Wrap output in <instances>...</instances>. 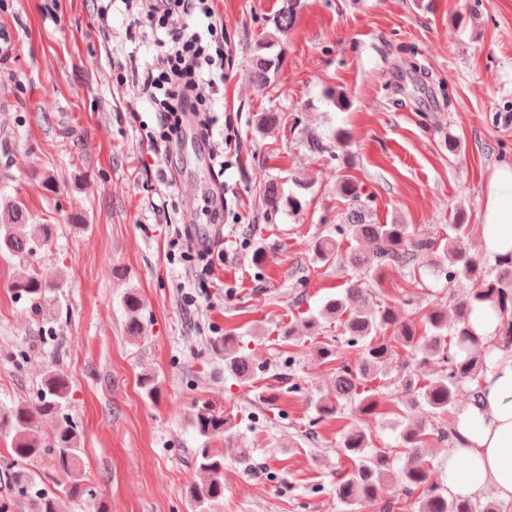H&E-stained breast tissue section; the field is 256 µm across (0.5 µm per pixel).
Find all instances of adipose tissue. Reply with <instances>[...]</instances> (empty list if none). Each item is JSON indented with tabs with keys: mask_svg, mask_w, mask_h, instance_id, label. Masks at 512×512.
Here are the masks:
<instances>
[{
	"mask_svg": "<svg viewBox=\"0 0 512 512\" xmlns=\"http://www.w3.org/2000/svg\"><path fill=\"white\" fill-rule=\"evenodd\" d=\"M480 248L489 258L512 255V164L496 166L484 191ZM472 326L489 348L480 406H461L454 427L458 440L448 450L449 495L473 500L494 493L512 501V347L499 345V313L475 309Z\"/></svg>",
	"mask_w": 512,
	"mask_h": 512,
	"instance_id": "adipose-tissue-1",
	"label": "adipose tissue"
}]
</instances>
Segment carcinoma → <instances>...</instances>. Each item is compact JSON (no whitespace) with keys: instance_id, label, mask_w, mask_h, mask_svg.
<instances>
[{"instance_id":"cac0c4a2","label":"carcinoma","mask_w":512,"mask_h":512,"mask_svg":"<svg viewBox=\"0 0 512 512\" xmlns=\"http://www.w3.org/2000/svg\"><path fill=\"white\" fill-rule=\"evenodd\" d=\"M302 8V0H282L278 12L270 22L272 30L255 45L248 59L256 86L268 89L274 83L280 54L273 50L288 36ZM281 113L270 110L261 114L260 132L271 133L281 124ZM336 191L349 202L348 227L336 225V234L317 238L313 251L317 261L336 263L350 271L346 287L322 306L320 316L343 319L344 343L335 348H318L322 358L339 355L341 347L353 348L358 353L355 364H341L336 368L326 393L315 403L319 418L333 417L344 405H351L359 415H372L378 406L381 389L369 388L367 383L387 377L386 365L403 353L418 363L436 361L445 369L433 380L420 382L415 370H408L399 380L402 388L413 394V408L419 416L404 424L400 433L406 460L394 465V458L383 450L373 449L372 435L361 430L346 434L339 444V452L356 460L354 467L336 482V501L341 512H361L367 506H378L380 512H393L396 496L401 492L421 491L416 512H500L498 503L471 501L450 497L439 484L430 480V468L422 457L421 448L427 439L437 437L450 443L456 440L453 427H437V419L447 415L455 406L457 391L471 384V401L480 402L479 379L487 367L488 350L475 333L470 315L473 303H485L491 308L508 313L512 310V257L498 260L499 270L494 278L485 274L480 262L471 257L464 244L467 225H448V236L439 239H416L408 224H375L364 218L365 206L357 183L343 175ZM263 203L271 213L283 208L296 210L301 201L293 191L285 192L283 184L271 179L263 187ZM53 224H29L24 207L11 203L0 209V255L15 256L30 253L40 243L50 242L55 235ZM351 244L340 249L345 234ZM442 252L448 257L443 270L448 287L466 280L473 288L462 299L448 308L438 304L422 320L405 315L404 311L386 305L377 310L364 305L368 289L365 278L381 286L382 270L398 268L412 274L420 254ZM63 287L61 279H48L26 269L13 283L14 295L37 304L51 291ZM128 314L126 334L137 338L144 326L139 312L143 304L134 293L125 296ZM453 322H448V315ZM317 319L310 318L298 326H290L284 335L299 340L314 329ZM212 351L224 361V372L244 383L255 374L250 354L238 344L235 336H221L211 343ZM69 383L63 374L48 370L37 388L34 400L0 408V438L11 439L10 460L0 468V480L8 485L11 495L31 503L35 512H61L63 499L93 498L91 486L82 474L77 425L68 414ZM56 419L55 432L43 437L37 423L40 419ZM194 426L203 447L197 449L195 467L200 476L191 492L194 512H205L213 502L224 497V455L209 448L208 441L225 434L231 427V417L225 412L204 404L194 414ZM49 457L64 476L48 486L33 474L27 465L36 458Z\"/></svg>"}]
</instances>
